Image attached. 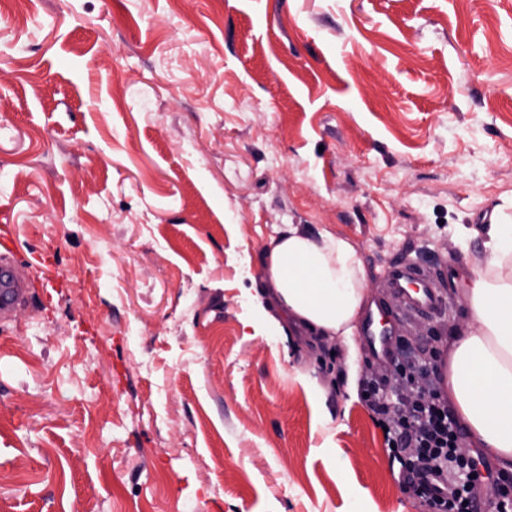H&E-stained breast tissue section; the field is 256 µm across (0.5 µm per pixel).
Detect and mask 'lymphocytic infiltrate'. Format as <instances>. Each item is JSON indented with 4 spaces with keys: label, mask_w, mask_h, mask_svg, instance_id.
Masks as SVG:
<instances>
[{
    "label": "lymphocytic infiltrate",
    "mask_w": 512,
    "mask_h": 512,
    "mask_svg": "<svg viewBox=\"0 0 512 512\" xmlns=\"http://www.w3.org/2000/svg\"><path fill=\"white\" fill-rule=\"evenodd\" d=\"M426 349L402 347L382 372L362 381L363 398L385 429L387 451L426 512H512V479L484 500L481 456L465 451L464 432L436 385Z\"/></svg>",
    "instance_id": "lymphocytic-infiltrate-1"
}]
</instances>
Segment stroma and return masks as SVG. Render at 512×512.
<instances>
[{"label":"stroma","instance_id":"1","mask_svg":"<svg viewBox=\"0 0 512 512\" xmlns=\"http://www.w3.org/2000/svg\"><path fill=\"white\" fill-rule=\"evenodd\" d=\"M498 212L512 0H7L0 512H424L361 397L384 360L272 322L259 258L350 241L444 351ZM10 252L0 256V315L6 318L8 312L23 300L27 283L14 266ZM418 284L419 287L414 284L411 285V288H418L416 293L419 294V296H411V308L420 313H427L434 310L440 304L439 296L426 279H420Z\"/></svg>","mask_w":512,"mask_h":512}]
</instances>
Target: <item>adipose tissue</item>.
Masks as SVG:
<instances>
[{
	"label": "adipose tissue",
	"instance_id": "obj_1",
	"mask_svg": "<svg viewBox=\"0 0 512 512\" xmlns=\"http://www.w3.org/2000/svg\"><path fill=\"white\" fill-rule=\"evenodd\" d=\"M266 294L295 329L350 340L368 302L354 246L328 231L288 225L260 260ZM469 322L450 338L443 392L472 446L512 473V275L478 273L467 290Z\"/></svg>",
	"mask_w": 512,
	"mask_h": 512
}]
</instances>
